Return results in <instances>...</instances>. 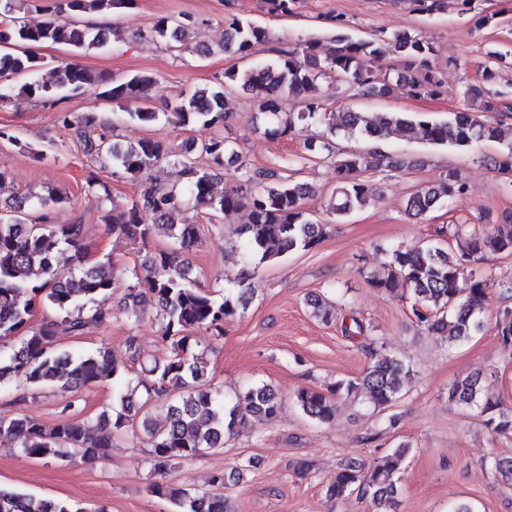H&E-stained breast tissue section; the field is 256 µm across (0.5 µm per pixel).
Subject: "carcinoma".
Wrapping results in <instances>:
<instances>
[{
  "label": "carcinoma",
  "instance_id": "cac0c4a2",
  "mask_svg": "<svg viewBox=\"0 0 512 512\" xmlns=\"http://www.w3.org/2000/svg\"><path fill=\"white\" fill-rule=\"evenodd\" d=\"M20 0H0V103L18 99H41L55 103L60 98L82 94L91 85L102 90L98 98L112 101H146L154 79L136 74L121 82L104 84V79L73 63L50 65L32 48L52 43L64 44L78 52L101 48L107 40L105 31L95 35L81 24V17L91 12L121 13L135 0H57L55 15L35 24L16 15ZM267 11L279 16L294 14L297 0H265ZM324 22L335 29L334 46L323 48L319 39H309L292 46L280 59L260 69L247 68L226 73L227 82L217 88L193 91L172 106L168 121L191 131L200 128L210 136L193 141L195 153L204 155L217 167L235 149L218 134L229 116L226 89L237 85L250 91L259 102V111L268 117L264 134L272 139L284 137L296 126L312 121L327 122L334 136L341 131L349 138L366 140L393 136L420 138L434 146L469 147L482 140L501 139L500 116L512 113V105L481 86H469L465 94L474 99L486 97L480 120L470 112H456L447 121H433L409 112H360L346 107L329 112L322 101L311 95L318 81L333 77L358 95L389 97H435L439 82L429 69L434 46L409 32L389 38L354 36L344 32L343 16L328 15ZM195 20L189 15L161 16L152 34L180 48L187 44ZM268 30L238 17L229 19L224 39V53L240 60L251 57L257 46L267 42ZM391 53L407 59L406 68L394 74L382 71L383 60ZM512 65V52L491 50L477 65L483 81L492 82L497 68ZM300 100L296 112L286 110L289 99ZM59 121L75 129L84 150L104 159L129 178L138 180L153 167L171 159L182 165L190 179L189 193L195 207L203 208L209 220H232L241 210L249 212L245 225L244 249L259 257V262H275L296 250H310L325 236L326 222L307 216L302 206L311 187L297 182L276 169L245 172L238 183L216 195L215 173L197 164L192 155L171 157L165 144L143 138L135 145L109 142L101 136L93 139L85 128L93 117L74 120L62 112ZM313 156L330 155V139L305 142ZM411 166L404 157H392L378 151H344L336 156L334 201L326 210L334 223L364 207L372 190L362 179L368 171H402ZM461 174L450 171L441 182L411 194L406 211L422 217L431 210L450 204L464 194ZM87 195L101 208V218L117 238L146 245L164 236L172 246L153 253L145 275L127 287L125 310L134 321L145 305H152L161 321L163 343L171 354L163 361L144 367L137 389L123 385L125 367L106 347L91 352L71 354L53 350L58 335L80 336L89 323L111 321L112 310L101 307L100 300L112 295L115 279L112 267L100 263L86 267L82 262L83 227L80 224H37L29 219L26 199L11 205L8 214H0V339L25 331L19 346L6 354L0 350V387L20 380L32 389L51 387L74 393L90 386L112 381L115 411H104L93 419H65L51 429L25 417L0 415V432L21 436L20 453L32 458L62 459L72 453L92 461L111 446L106 433H123L140 423L151 448L157 481L152 493L172 504L174 512H227L224 473L211 477V489L191 492L170 478L175 459L191 460L206 450L218 448L224 438L243 429L253 416L275 419L281 409L279 393L267 384L252 385L228 402L208 379L207 362L192 346L193 333L204 330L218 336L224 333V321L247 309L255 293L244 275L221 299L211 291L196 286L190 278L184 254L199 240L196 224H177L175 214L183 208L176 190L151 186L140 198L126 206L112 205L108 188L95 178L86 181ZM453 245L435 244L397 248L387 254L380 270L366 276L369 287L378 292L409 291L412 313L426 331L444 337L454 347L470 340L484 328L483 297L492 282L467 276L471 266H481L501 254H512V219L500 224H456ZM70 253L71 267L60 269L58 255ZM43 295L58 318L39 328L28 326L33 297ZM495 328L503 349L512 352V310L503 311ZM367 350L371 360L358 376L343 378L326 391L302 388L295 393L297 406L311 420L326 424L334 420L341 400L357 402L365 398L379 411L391 406L411 382L414 373L396 356L386 352L375 338ZM163 400L167 420L162 426L149 422V404ZM448 400L485 417L484 424L494 433H512V408L489 394L482 373H472L448 388ZM410 454L407 444L364 462L344 460L326 487L330 498L343 499L357 494L373 512H395L398 487ZM492 470L512 486V457L494 455ZM0 512H78L70 504L0 488Z\"/></svg>",
  "mask_w": 512,
  "mask_h": 512
}]
</instances>
